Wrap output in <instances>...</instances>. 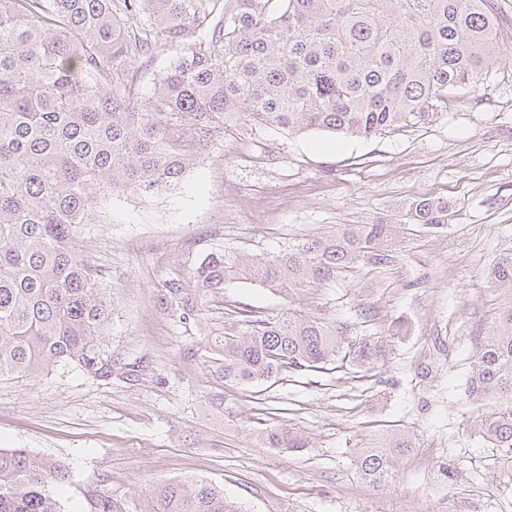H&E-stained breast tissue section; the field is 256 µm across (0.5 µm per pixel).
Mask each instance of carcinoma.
<instances>
[{"label":"carcinoma","instance_id":"1","mask_svg":"<svg viewBox=\"0 0 512 512\" xmlns=\"http://www.w3.org/2000/svg\"><path fill=\"white\" fill-rule=\"evenodd\" d=\"M143 17L129 35L128 17ZM192 43L143 98L122 65L153 43ZM512 51V27L494 0H0V379L77 367L110 381L138 376L107 344L112 305L102 274L80 249L112 194L156 197L180 186L207 147L238 121L290 133L371 137L433 114L457 89ZM408 223H448V204L416 199ZM403 224H347L267 256L232 247L206 254L191 279L201 295L243 280L288 303L276 316L245 307L210 350L224 380L269 383L285 373L385 362L406 333L352 335L343 322L307 313L302 297L361 261H393ZM502 290L492 333L470 364L471 428L495 450L491 468L512 482V252L488 273ZM162 304L180 320L203 307L171 281ZM297 451L307 436L283 423L260 434ZM417 450L390 430L354 451L374 488L399 476ZM68 466L0 448V512H62L55 488ZM143 512H244L203 480L158 486Z\"/></svg>","mask_w":512,"mask_h":512}]
</instances>
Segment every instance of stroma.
Returning a JSON list of instances; mask_svg holds the SVG:
<instances>
[{"mask_svg":"<svg viewBox=\"0 0 512 512\" xmlns=\"http://www.w3.org/2000/svg\"><path fill=\"white\" fill-rule=\"evenodd\" d=\"M184 44L158 42L126 65L150 91ZM449 205L437 229L407 225L393 262L358 263L335 286L310 291L307 311L382 332H409L370 371L282 375L274 385L225 381L207 353L229 309L271 314L284 300L232 283L183 323L160 298L219 246L266 255L345 224L399 222L410 201ZM81 241L112 304V355L139 363L136 381L104 382L80 369L0 380V448L68 464L57 487L64 512H143L154 488L192 477L223 488L248 512H512V485L489 470L471 433L470 358L491 331L498 299L486 272L512 252V62L473 93L450 94L430 120L369 138L288 134L239 122L210 145L180 189L159 198L117 192L106 223ZM287 420L312 447H265L262 429ZM419 448L391 485L357 475L352 451L396 427ZM464 462L455 485L439 461Z\"/></svg>","mask_w":512,"mask_h":512,"instance_id":"35a3bbf8","label":"stroma"}]
</instances>
